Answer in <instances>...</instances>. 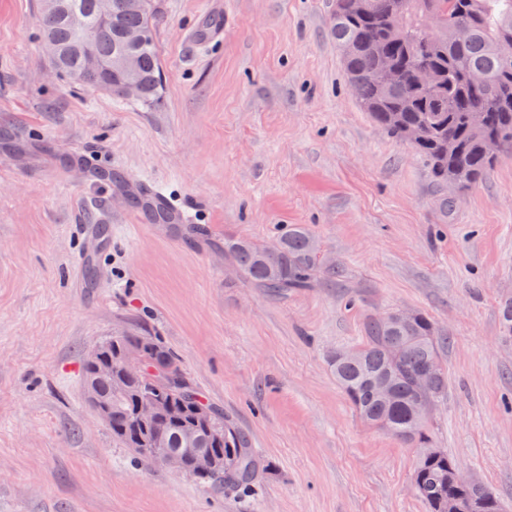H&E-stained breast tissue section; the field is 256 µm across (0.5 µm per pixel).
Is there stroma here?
<instances>
[{
  "label": "stroma",
  "mask_w": 512,
  "mask_h": 512,
  "mask_svg": "<svg viewBox=\"0 0 512 512\" xmlns=\"http://www.w3.org/2000/svg\"><path fill=\"white\" fill-rule=\"evenodd\" d=\"M151 107L53 76L41 0H0V512H427L413 448L365 423L328 362L392 311L442 339L432 444L512 506V153L465 190L438 185L352 96L336 0H155ZM155 183L208 231L193 243L92 178ZM103 226L90 249L82 227ZM300 224L312 287H255L220 252ZM161 337L201 394L273 466L215 495L136 461L88 405L107 336Z\"/></svg>",
  "instance_id": "obj_1"
}]
</instances>
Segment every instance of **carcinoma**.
Masks as SVG:
<instances>
[{"mask_svg": "<svg viewBox=\"0 0 512 512\" xmlns=\"http://www.w3.org/2000/svg\"><path fill=\"white\" fill-rule=\"evenodd\" d=\"M404 5L405 20L398 31L389 27L398 4ZM472 20L470 37L459 43L453 32L456 15ZM440 19L436 39L425 38V17ZM155 4L139 14L117 9L106 21L100 19L97 0H53L42 6L39 19L43 46L52 48L60 63V75L69 83L97 88L104 71L86 66L83 44L92 39L98 57L106 64L120 53L136 59L144 91L138 101L152 105L158 99L161 70L155 46ZM146 32L148 39L137 46L124 41L128 30ZM332 34L342 51L349 84L355 86L360 106L392 138L406 142L428 164L435 180L443 185L464 188L477 181L494 163L483 144L495 136L501 150L512 149V61L506 62L496 46L512 40V0H336ZM354 46L351 52L345 51ZM424 65L432 72L427 89L415 82V69ZM392 66L399 80L389 87L381 84V73ZM480 72L486 79L481 88L468 82V75ZM412 127L424 131L413 142L406 132ZM452 143L453 151L443 146ZM313 238L300 224L288 228L279 239L275 253L267 245L249 239L224 242L239 271L256 287L284 292L309 287L318 268L312 248ZM143 346L144 369L135 377H125L127 394L112 402V437L146 464L158 457L140 438L156 434L161 448L187 457L184 474L215 494L246 489L257 481L264 466L245 433L234 427L224 411L201 400L178 357L157 337L119 333L99 342L103 362L128 344ZM440 342L430 317L418 313L400 320H370L358 355L331 369L347 399L368 424H384L393 437L416 448L413 476L416 495L429 512H439L440 498L448 494V469L457 459L448 454L433 457L425 453L431 440L425 421L413 411L412 398L418 373L427 365L437 367L431 398L440 403L448 392V377L440 359ZM185 383L191 398L177 404L178 420L159 419L143 427L136 418L137 403L143 394H175L174 380ZM389 380L392 403L380 401L375 393L378 380ZM198 436L196 447L219 448L224 452V471L217 475L197 473L196 452L188 449L184 435Z\"/></svg>", "mask_w": 512, "mask_h": 512, "instance_id": "cac0c4a2", "label": "carcinoma"}]
</instances>
